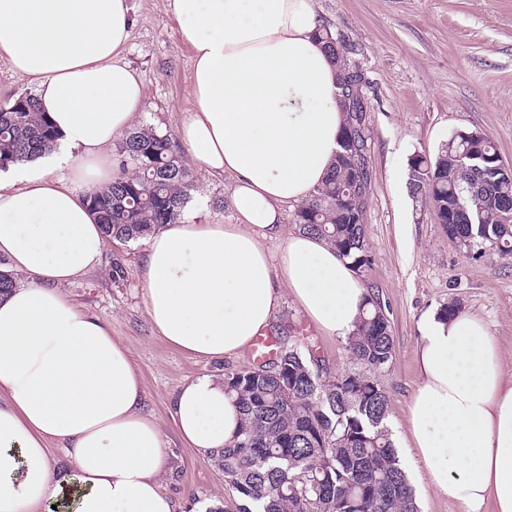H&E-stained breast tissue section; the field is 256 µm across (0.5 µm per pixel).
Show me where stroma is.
Segmentation results:
<instances>
[{"instance_id":"1","label":"stroma","mask_w":512,"mask_h":512,"mask_svg":"<svg viewBox=\"0 0 512 512\" xmlns=\"http://www.w3.org/2000/svg\"><path fill=\"white\" fill-rule=\"evenodd\" d=\"M134 26L124 59L141 77L145 106L135 126L176 133L193 99L192 50L169 15L166 0H131ZM323 25L355 49L368 84L367 124L373 178L365 214L372 262L359 281L379 297L389 319L394 357L378 375L389 398L387 426L414 489L420 512H460L432 486L427 467L407 440V412L420 382L416 358L418 322L455 304L480 318L503 350L512 374V259L475 258L459 250L428 205L409 189L415 156H434L459 130L491 139L512 168V0H314ZM190 203L200 222L233 224L231 178H215L190 164ZM139 243H108L101 261L66 284L64 293L107 323L131 351L139 369L142 411L161 426L172 470L163 486L176 512L234 507L240 497L210 458L186 447L171 416L184 382L250 369L251 353L206 360L182 353L152 330L143 300ZM130 271L127 285L112 282V261ZM275 324L292 340L311 343L321 374L336 379L357 371L345 340L320 330L283 293Z\"/></svg>"}]
</instances>
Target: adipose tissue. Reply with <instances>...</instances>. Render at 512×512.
<instances>
[{
  "instance_id": "1",
  "label": "adipose tissue",
  "mask_w": 512,
  "mask_h": 512,
  "mask_svg": "<svg viewBox=\"0 0 512 512\" xmlns=\"http://www.w3.org/2000/svg\"><path fill=\"white\" fill-rule=\"evenodd\" d=\"M193 49V106L178 137L233 180L234 224L190 214L145 239L141 279L157 336L220 359L247 350L290 290L325 333L348 338L366 290L349 261L287 231L281 207L327 179L344 123L339 66L314 0H167ZM130 0H0V57L28 77L54 148L0 172V256L25 279L0 297V512H175L169 454L142 412L143 383L111 328L62 288L99 262L106 237L87 201L112 179L111 149L145 105L122 59ZM284 246L270 259L263 239ZM420 383L408 429L434 488L463 512H512V376L482 320L419 324ZM182 442L229 445L240 413L223 380L185 382L172 403ZM71 465L51 466L50 444Z\"/></svg>"
}]
</instances>
